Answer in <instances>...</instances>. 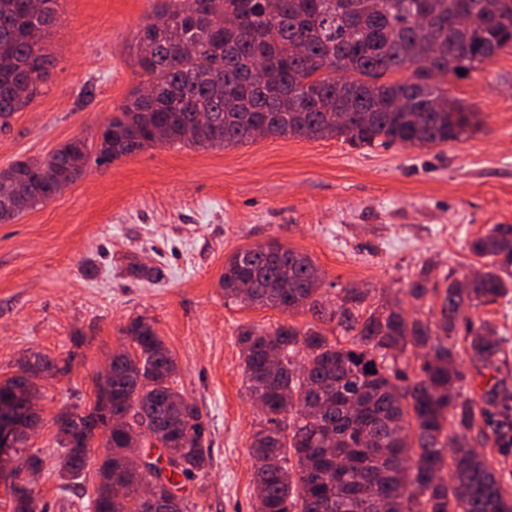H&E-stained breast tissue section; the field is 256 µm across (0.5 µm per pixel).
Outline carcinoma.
Returning <instances> with one entry per match:
<instances>
[{
    "label": "carcinoma",
    "instance_id": "carcinoma-1",
    "mask_svg": "<svg viewBox=\"0 0 512 512\" xmlns=\"http://www.w3.org/2000/svg\"><path fill=\"white\" fill-rule=\"evenodd\" d=\"M0 0V127L28 107L48 77L45 44L58 0ZM512 46V0H156L133 48L157 88L135 90L100 131L99 158L114 160L163 143L235 147L263 136L341 138L354 146L430 147L457 141L479 126L443 84ZM410 70L406 79L388 75ZM89 155L72 139L47 159L0 169V223L44 204L78 180ZM470 252L488 260L467 287L444 289L420 274L406 294L441 293L438 313L380 305L343 289L330 317L350 336L332 341L317 325L242 326L237 343L244 381L263 403L266 423L249 445L255 462V512H512L506 474L471 441L485 437L481 417L500 390L463 391L464 361L494 368L504 341L488 320L463 313L512 292V225L495 224ZM320 281L306 255L276 243L239 251L224 263V297L293 314L319 308ZM250 284L248 293L240 285ZM131 350L112 354V378L95 400L54 419L61 489L87 481L93 430L106 454L88 494L92 512H188L172 495V476L211 465L198 408L173 387L175 358L146 319L125 330ZM424 349L416 379L399 367L407 350ZM279 359L272 372L270 359ZM42 373L26 380L30 361L0 382V410L27 417L21 388L47 379L58 363L39 356ZM373 372H367V369ZM133 411L165 440L164 454L142 464L133 430L108 425ZM10 485L13 512H43L29 475L45 459L17 449Z\"/></svg>",
    "mask_w": 512,
    "mask_h": 512
}]
</instances>
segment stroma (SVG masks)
<instances>
[{"mask_svg": "<svg viewBox=\"0 0 512 512\" xmlns=\"http://www.w3.org/2000/svg\"><path fill=\"white\" fill-rule=\"evenodd\" d=\"M156 0H59L45 38L55 61L34 101L0 129V168L44 159L61 144L96 148L103 125L147 78L130 48ZM448 93L479 112V130L447 144L355 147L332 138L265 137L232 148L164 144L112 162L89 158L85 174L53 200L0 224V382L36 352L71 358L45 380L42 422L27 445L58 459L55 415L94 399L95 381L124 328L150 320L172 352L174 387L201 415L212 464L175 489L193 512H253V434L263 423L243 380L237 330L316 322L225 299L220 285L233 253L275 241L308 255L331 311L345 288L368 292L370 312L399 301L427 314L439 306L406 295L409 280L463 277L478 268L469 243L512 224V48L448 81ZM159 268L150 282L130 262ZM493 322L508 351L498 368H466L463 388L512 390V295L470 309ZM478 443L512 477V400L491 415Z\"/></svg>", "mask_w": 512, "mask_h": 512, "instance_id": "35a3bbf8", "label": "stroma"}]
</instances>
